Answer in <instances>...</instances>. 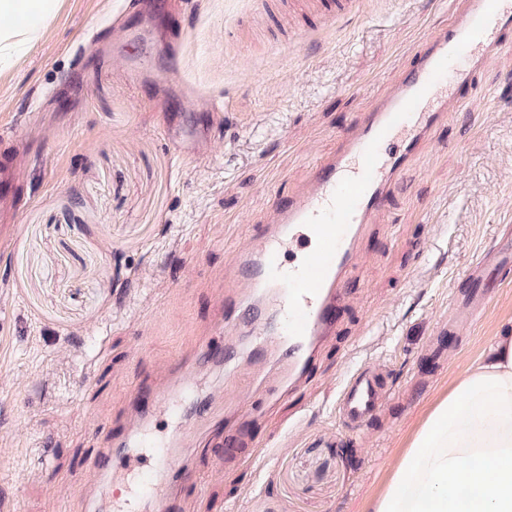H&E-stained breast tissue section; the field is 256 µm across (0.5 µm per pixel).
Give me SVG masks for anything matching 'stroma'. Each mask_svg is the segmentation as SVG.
I'll return each mask as SVG.
<instances>
[{
  "mask_svg": "<svg viewBox=\"0 0 512 512\" xmlns=\"http://www.w3.org/2000/svg\"><path fill=\"white\" fill-rule=\"evenodd\" d=\"M458 0H361L322 26L294 0H64L0 76L14 199L0 200V506L86 512L92 460L134 389L224 318V267L410 66ZM196 131L177 157L166 127ZM512 226V39L477 72L359 243L336 333L251 428L198 449L183 512H367L432 404L512 328V272L449 336L469 265ZM381 363L383 413L348 433L350 372ZM255 370H198L240 404Z\"/></svg>",
  "mask_w": 512,
  "mask_h": 512,
  "instance_id": "1",
  "label": "stroma"
}]
</instances>
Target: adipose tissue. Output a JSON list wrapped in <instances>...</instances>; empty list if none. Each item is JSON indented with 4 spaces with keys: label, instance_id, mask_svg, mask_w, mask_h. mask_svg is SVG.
I'll return each instance as SVG.
<instances>
[{
    "label": "adipose tissue",
    "instance_id": "1",
    "mask_svg": "<svg viewBox=\"0 0 512 512\" xmlns=\"http://www.w3.org/2000/svg\"><path fill=\"white\" fill-rule=\"evenodd\" d=\"M60 0H0V74L56 19ZM474 489L473 498L459 495ZM369 512H512V332L437 401Z\"/></svg>",
    "mask_w": 512,
    "mask_h": 512
}]
</instances>
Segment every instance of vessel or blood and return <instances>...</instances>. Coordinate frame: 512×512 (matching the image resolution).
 I'll return each mask as SVG.
<instances>
[{"instance_id": "vessel-or-blood-1", "label": "vessel or blood", "mask_w": 512, "mask_h": 512, "mask_svg": "<svg viewBox=\"0 0 512 512\" xmlns=\"http://www.w3.org/2000/svg\"><path fill=\"white\" fill-rule=\"evenodd\" d=\"M512 32V0H460L451 21L435 27L399 82L339 135L335 152L311 171L297 194L279 198L273 219L251 230L246 246L224 271V327L220 360L234 378L240 358L257 367L277 365L275 380L258 379L256 391L271 404L302 380L321 343L336 331V312L357 242L382 213L388 194L433 130L449 120L475 72ZM512 264V238L470 267L467 293L455 307V323L484 309L488 266ZM378 368L363 364L350 375L339 413L355 430L378 417L389 398ZM133 409L141 413L135 438H113L97 449V478L113 487L112 512H176L177 490L200 486V477L176 466L194 427L220 428L215 401L199 400L197 385L176 389L141 386ZM177 431L157 442L148 437L158 421Z\"/></svg>"}]
</instances>
